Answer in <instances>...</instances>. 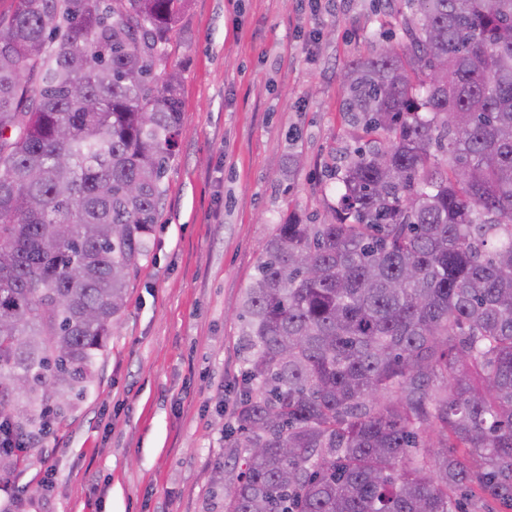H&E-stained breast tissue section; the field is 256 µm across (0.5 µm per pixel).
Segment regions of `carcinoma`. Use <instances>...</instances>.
Instances as JSON below:
<instances>
[{
  "label": "carcinoma",
  "mask_w": 512,
  "mask_h": 512,
  "mask_svg": "<svg viewBox=\"0 0 512 512\" xmlns=\"http://www.w3.org/2000/svg\"><path fill=\"white\" fill-rule=\"evenodd\" d=\"M190 0H12L0 17V419L25 452L95 386L183 134ZM345 68L332 221L276 225L227 512L512 510V0H409ZM293 449L288 455L284 449Z\"/></svg>",
  "instance_id": "carcinoma-1"
}]
</instances>
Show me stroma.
<instances>
[{"label": "stroma", "mask_w": 512, "mask_h": 512, "mask_svg": "<svg viewBox=\"0 0 512 512\" xmlns=\"http://www.w3.org/2000/svg\"><path fill=\"white\" fill-rule=\"evenodd\" d=\"M403 0H191L171 35L185 134L164 177L154 247L129 286L74 416L16 482L22 512H225L247 352L236 313L276 224H318L354 141L341 73ZM299 154L295 177L278 161ZM53 466L45 471L41 453Z\"/></svg>", "instance_id": "1"}]
</instances>
